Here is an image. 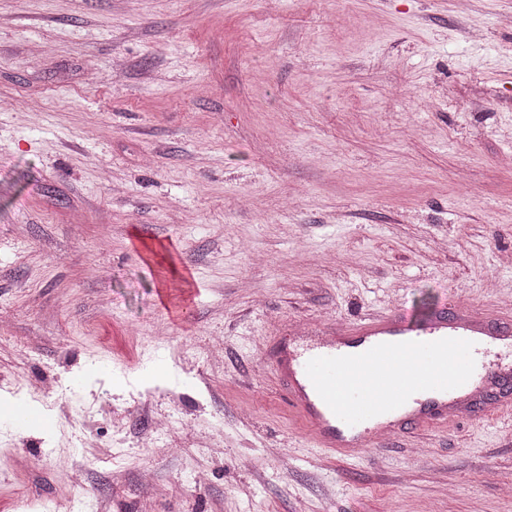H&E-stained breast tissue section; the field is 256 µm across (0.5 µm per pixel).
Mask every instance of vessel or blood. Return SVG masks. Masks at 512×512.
<instances>
[{
	"mask_svg": "<svg viewBox=\"0 0 512 512\" xmlns=\"http://www.w3.org/2000/svg\"><path fill=\"white\" fill-rule=\"evenodd\" d=\"M296 332L301 347L277 348L271 362L290 409L332 453L386 445L411 424L443 428L512 408V394H488L512 358V326L476 319L464 304L418 327L389 314Z\"/></svg>",
	"mask_w": 512,
	"mask_h": 512,
	"instance_id": "vessel-or-blood-1",
	"label": "vessel or blood"
}]
</instances>
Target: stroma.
<instances>
[{
  "mask_svg": "<svg viewBox=\"0 0 512 512\" xmlns=\"http://www.w3.org/2000/svg\"><path fill=\"white\" fill-rule=\"evenodd\" d=\"M457 300L512 305V0H0V512H512V412L343 459L266 359Z\"/></svg>",
  "mask_w": 512,
  "mask_h": 512,
  "instance_id": "35a3bbf8",
  "label": "stroma"
}]
</instances>
